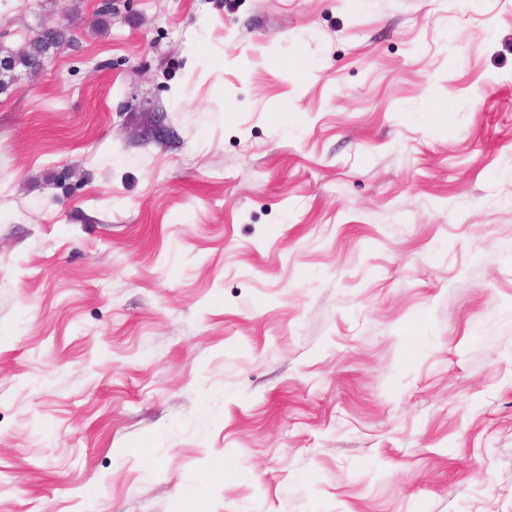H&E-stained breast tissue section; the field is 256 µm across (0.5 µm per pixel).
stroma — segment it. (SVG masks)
Instances as JSON below:
<instances>
[{
  "label": "stroma",
  "instance_id": "1",
  "mask_svg": "<svg viewBox=\"0 0 512 512\" xmlns=\"http://www.w3.org/2000/svg\"><path fill=\"white\" fill-rule=\"evenodd\" d=\"M98 2L0 0V512H512V0ZM46 26H41V29L32 40L29 56L3 59V67L0 64V88L5 86L1 80L3 72H11L18 66L34 72L40 68V64L43 63V60L52 49H56L61 44L69 42L65 29L58 27L45 29Z\"/></svg>",
  "mask_w": 512,
  "mask_h": 512
}]
</instances>
